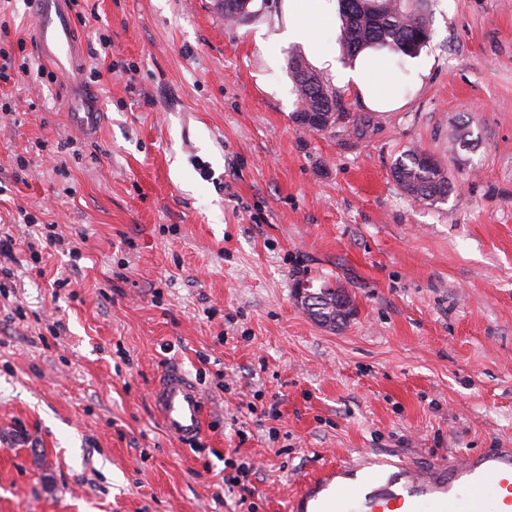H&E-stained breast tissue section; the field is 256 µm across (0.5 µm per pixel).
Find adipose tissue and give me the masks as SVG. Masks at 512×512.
<instances>
[{"label":"adipose tissue","instance_id":"1","mask_svg":"<svg viewBox=\"0 0 512 512\" xmlns=\"http://www.w3.org/2000/svg\"><path fill=\"white\" fill-rule=\"evenodd\" d=\"M337 11L338 0H285L283 29L270 34L266 44L271 48L284 40L302 44L310 60L329 70L336 85L368 110L390 112L401 108L406 90L419 88L428 75L430 59L421 56L402 68L387 51L368 48L352 65H342L318 41L320 29L335 22Z\"/></svg>","mask_w":512,"mask_h":512}]
</instances>
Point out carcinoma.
<instances>
[{
  "instance_id": "obj_1",
  "label": "carcinoma",
  "mask_w": 512,
  "mask_h": 512,
  "mask_svg": "<svg viewBox=\"0 0 512 512\" xmlns=\"http://www.w3.org/2000/svg\"><path fill=\"white\" fill-rule=\"evenodd\" d=\"M251 0H217L224 18L240 21L248 13ZM424 0H341L343 24L340 46L343 54L354 57L365 48H387L406 56L420 52L430 39L429 19ZM297 106L294 121L312 128L313 118H321L316 128L324 132L336 127L340 114L336 112V92L300 57L289 60ZM423 152L411 151L396 161L392 173L397 184L408 195L432 204L444 200L451 190L447 173L437 163L427 165L420 160ZM351 299L343 288L329 283L313 292L305 313L313 321L330 328L347 324L352 309H341L336 296Z\"/></svg>"
}]
</instances>
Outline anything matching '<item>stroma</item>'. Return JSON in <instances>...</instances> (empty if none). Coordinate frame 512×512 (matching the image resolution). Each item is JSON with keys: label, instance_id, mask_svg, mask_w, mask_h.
<instances>
[{"label": "stroma", "instance_id": "1", "mask_svg": "<svg viewBox=\"0 0 512 512\" xmlns=\"http://www.w3.org/2000/svg\"><path fill=\"white\" fill-rule=\"evenodd\" d=\"M427 3L421 89L395 112L338 92L316 132L292 120L302 46L256 38L283 0L240 22L216 0H85L78 94L38 59L27 0H0V47L33 67L0 82V512H242L228 461L253 512H288L365 450L512 447V0ZM411 150L447 201L398 187ZM44 224L81 259L31 255ZM326 283L356 308L339 330L296 295ZM171 367L206 397L190 447L152 398Z\"/></svg>", "mask_w": 512, "mask_h": 512}]
</instances>
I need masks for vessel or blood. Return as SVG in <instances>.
I'll list each match as a JSON object with an SVG mask.
<instances>
[{
  "label": "vessel or blood",
  "instance_id": "1",
  "mask_svg": "<svg viewBox=\"0 0 512 512\" xmlns=\"http://www.w3.org/2000/svg\"><path fill=\"white\" fill-rule=\"evenodd\" d=\"M39 57L60 70L78 60L67 0H31ZM153 397L167 434L182 443L203 433L205 400L182 370L165 371ZM512 512V448H486L445 460L417 462L392 452L367 451L310 479L291 512Z\"/></svg>",
  "mask_w": 512,
  "mask_h": 512
}]
</instances>
